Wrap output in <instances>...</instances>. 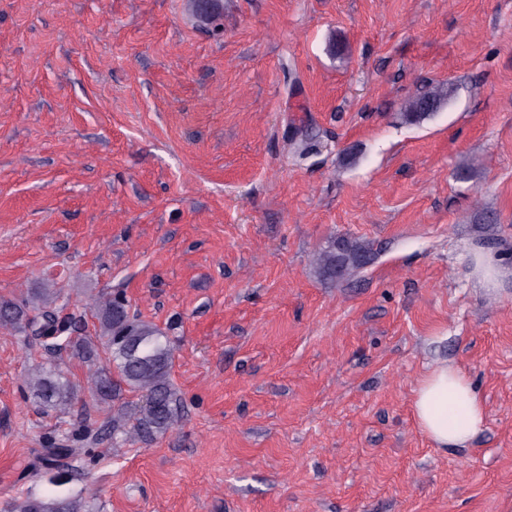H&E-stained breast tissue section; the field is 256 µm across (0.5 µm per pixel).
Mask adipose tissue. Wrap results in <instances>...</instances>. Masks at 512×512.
Returning <instances> with one entry per match:
<instances>
[{"mask_svg": "<svg viewBox=\"0 0 512 512\" xmlns=\"http://www.w3.org/2000/svg\"><path fill=\"white\" fill-rule=\"evenodd\" d=\"M412 409L417 427L441 448L467 447L485 424L483 402L470 379L444 360L419 379Z\"/></svg>", "mask_w": 512, "mask_h": 512, "instance_id": "adipose-tissue-1", "label": "adipose tissue"}]
</instances>
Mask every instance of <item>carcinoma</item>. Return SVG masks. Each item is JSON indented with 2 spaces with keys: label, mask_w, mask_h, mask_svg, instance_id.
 Instances as JSON below:
<instances>
[{
  "label": "carcinoma",
  "mask_w": 512,
  "mask_h": 512,
  "mask_svg": "<svg viewBox=\"0 0 512 512\" xmlns=\"http://www.w3.org/2000/svg\"><path fill=\"white\" fill-rule=\"evenodd\" d=\"M448 94L447 86L431 84L405 100L403 116L409 121L417 120L425 116L422 108L425 102L439 103ZM367 259L362 247L339 243L320 253L317 267L328 277L343 278L362 267ZM59 297L58 293L44 291L23 304L1 300L0 324L38 340L48 354L69 350L91 364L100 359L96 341L104 342L109 364L97 368L91 377L94 406L104 414L101 429L114 438L126 439H147L168 430L179 416L181 399L170 379L173 351L165 332L131 315L125 297L110 295L93 305L97 320L95 337L75 339L72 334L76 330V317L63 314L64 305L57 304ZM26 384L45 410L62 415L71 412L69 381L53 364H36L28 372ZM125 389L141 392L145 397L130 427L127 413L120 409L113 414L108 408ZM96 439L97 434L85 427L50 441L32 464L28 477L36 482L45 478L58 491L47 494L29 491L10 503L8 512H94L83 494L65 492L60 487L72 480L76 464L83 460L88 446Z\"/></svg>",
  "instance_id": "carcinoma-1"
}]
</instances>
